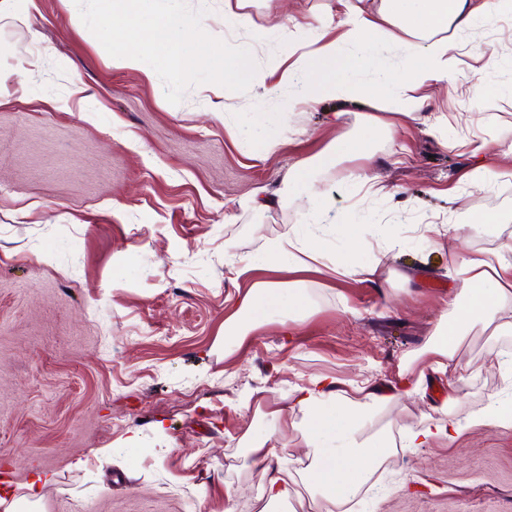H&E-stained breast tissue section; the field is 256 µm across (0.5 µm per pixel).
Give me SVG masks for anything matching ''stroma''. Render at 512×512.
Returning <instances> with one entry per match:
<instances>
[{"instance_id":"35a3bbf8","label":"stroma","mask_w":512,"mask_h":512,"mask_svg":"<svg viewBox=\"0 0 512 512\" xmlns=\"http://www.w3.org/2000/svg\"><path fill=\"white\" fill-rule=\"evenodd\" d=\"M207 6L205 30L233 42L269 36L265 59L288 45L287 17L318 26L336 0H188ZM74 0H0V472L17 512L31 475L43 473L34 512H326L314 498L302 433L278 425L293 387L312 376L366 381L386 400L392 456L358 488L348 512H512V426L466 429L452 444L405 448L406 427L464 419L512 401V334L469 336L461 349L465 393L446 395V373L423 368V351L460 285L447 241L417 238L418 224H458L486 212L502 225L459 247L512 245V169L470 184V145L512 141V14L457 36L458 89L437 94L421 117L393 132L369 128L368 108L321 99L303 107L279 151L260 160L213 118L223 87L203 84L174 105L152 68H117L72 18ZM493 47L485 67L472 44ZM480 78L493 93L473 102ZM293 94L242 93L232 117L246 130L278 119ZM340 113L366 140L368 166L391 190L366 194L356 163L319 173L315 187L347 223L383 224L397 243L378 264V285L328 273L310 284L316 310L288 327L271 323L224 340V319L244 294L224 259L253 255L263 240L300 223L276 203L287 171L320 152ZM270 198L255 208L252 196ZM408 281H401V274ZM279 447L291 489L273 505L246 453L249 435Z\"/></svg>"}]
</instances>
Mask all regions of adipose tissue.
<instances>
[{"mask_svg": "<svg viewBox=\"0 0 512 512\" xmlns=\"http://www.w3.org/2000/svg\"><path fill=\"white\" fill-rule=\"evenodd\" d=\"M502 12L512 13V0H379L374 10L357 0H337L333 31L311 34L293 19L280 27L279 35L288 44L287 64L261 66L258 56L266 40L262 34L245 48L225 44L224 57L265 96L299 81V105L323 97L339 102L364 99L375 110L368 123L389 132L393 126L380 119V112L414 119L424 110L429 91L454 92L459 58L453 33L471 30L478 20L490 21ZM371 34L402 46L405 59L398 68H374V47L366 41ZM369 155L365 142L339 134L289 170L285 186L299 188L310 204L303 209L301 223L264 241L251 261H230L234 278L255 269L268 271L269 276L252 282L240 306L225 318V336L249 335L270 313L285 320L307 316L310 306L304 288L323 272L376 282L377 265L360 258L366 244L357 225L330 220L323 200L313 196L317 172L352 156ZM336 237L345 241L339 253L330 248ZM452 272L460 290L427 353L434 369L448 371V399L453 402L462 391L459 351L466 338L478 329L512 330V256L499 250H469L457 255ZM292 400L303 414L298 428L307 442L312 484L331 505L343 506L391 453L388 430L375 426L385 400L368 384L321 377L297 385ZM270 441L267 435L254 436L249 452L267 474V501L280 504L288 500L289 489L272 465L277 451Z\"/></svg>", "mask_w": 512, "mask_h": 512, "instance_id": "adipose-tissue-1", "label": "adipose tissue"}]
</instances>
